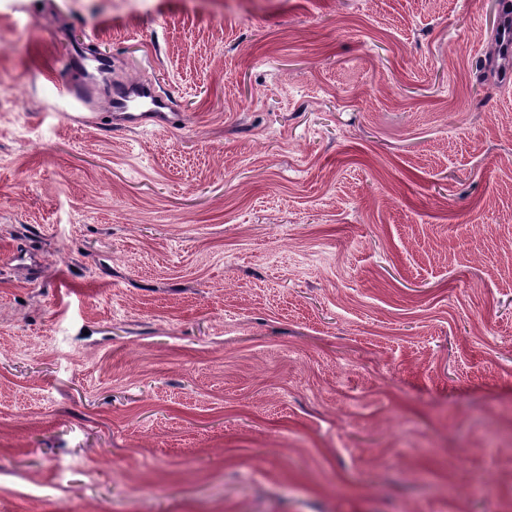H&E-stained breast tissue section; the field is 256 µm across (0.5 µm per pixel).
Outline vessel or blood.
<instances>
[{"label":"vessel or blood","mask_w":512,"mask_h":512,"mask_svg":"<svg viewBox=\"0 0 512 512\" xmlns=\"http://www.w3.org/2000/svg\"><path fill=\"white\" fill-rule=\"evenodd\" d=\"M176 102L159 94L151 85L131 81L112 96V124L116 127L153 125L173 129L180 125Z\"/></svg>","instance_id":"1"}]
</instances>
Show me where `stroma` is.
<instances>
[{
  "label": "stroma",
  "mask_w": 512,
  "mask_h": 512,
  "mask_svg": "<svg viewBox=\"0 0 512 512\" xmlns=\"http://www.w3.org/2000/svg\"><path fill=\"white\" fill-rule=\"evenodd\" d=\"M505 18L0 0V512H512ZM112 112L114 127L153 125L160 129H173L181 123L178 105L173 99L138 81L124 83L114 92Z\"/></svg>",
  "instance_id": "1"
}]
</instances>
